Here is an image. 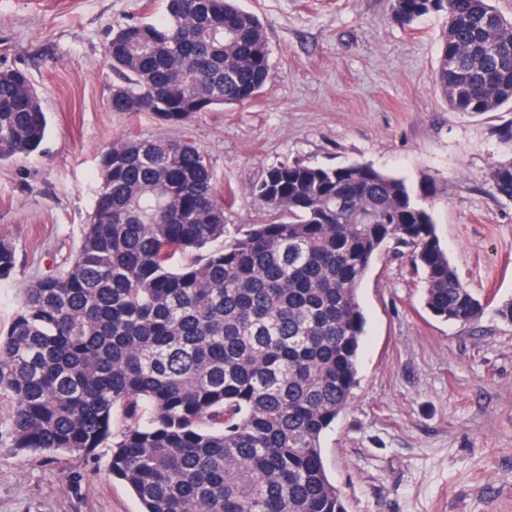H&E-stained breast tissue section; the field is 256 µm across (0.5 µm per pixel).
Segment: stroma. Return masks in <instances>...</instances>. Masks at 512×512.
Instances as JSON below:
<instances>
[{"label": "stroma", "mask_w": 512, "mask_h": 512, "mask_svg": "<svg viewBox=\"0 0 512 512\" xmlns=\"http://www.w3.org/2000/svg\"><path fill=\"white\" fill-rule=\"evenodd\" d=\"M264 22L270 78L251 102L178 126L108 105L104 46L154 19L164 0H0V68L28 73L48 114L40 149L0 163V237L17 269L0 281V329L25 284L74 259L97 190V156L123 136L178 137L207 155L228 231L271 218L251 192L295 160L353 162L428 192L459 277L485 306L471 324L424 307L420 272L382 251L359 298L366 317L358 385L323 440L348 512H512V202L487 178L512 107L450 109L435 87L444 14L403 28L391 0H241ZM85 457L0 447V512H140L109 470Z\"/></svg>", "instance_id": "35a3bbf8"}]
</instances>
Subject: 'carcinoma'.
<instances>
[{"label":"carcinoma","mask_w":512,"mask_h":512,"mask_svg":"<svg viewBox=\"0 0 512 512\" xmlns=\"http://www.w3.org/2000/svg\"><path fill=\"white\" fill-rule=\"evenodd\" d=\"M432 11L446 15L435 84L448 106L512 105V19L490 0L391 3L401 26ZM105 56L111 111L166 125L252 101L270 75L265 27L238 0H166L162 18L114 30ZM47 125L30 78L0 70V162L36 152ZM488 180L512 201V156ZM97 181L75 258L30 281L0 331L13 403L0 446L109 447L140 512H347L321 439L358 384L372 259L387 245L408 257L437 318L484 312L430 207L368 164L281 162L252 186L273 220L228 235L204 151L174 137L112 142ZM16 264L0 237V280Z\"/></svg>","instance_id":"cac0c4a2"}]
</instances>
